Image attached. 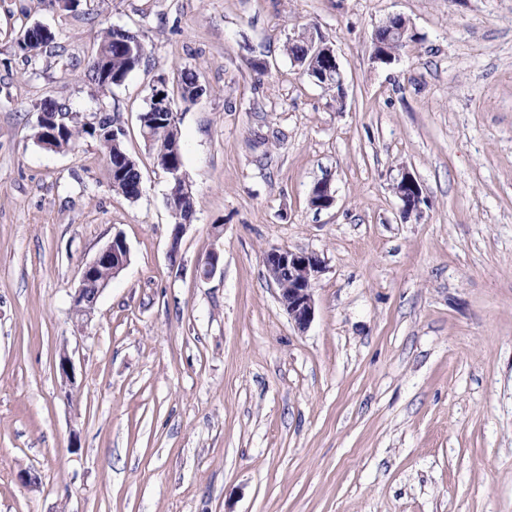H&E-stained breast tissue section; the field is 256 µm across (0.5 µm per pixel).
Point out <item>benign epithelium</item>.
Masks as SVG:
<instances>
[{"instance_id": "benign-epithelium-1", "label": "benign epithelium", "mask_w": 512, "mask_h": 512, "mask_svg": "<svg viewBox=\"0 0 512 512\" xmlns=\"http://www.w3.org/2000/svg\"><path fill=\"white\" fill-rule=\"evenodd\" d=\"M382 25L390 28L394 41L387 44L374 42L373 58L378 62L390 64L400 57L403 45L414 39L412 27L405 18L396 15L386 18ZM313 44L314 56L318 58V69L312 71L301 67L303 75L313 79V82L323 79L336 80L339 86L338 94H344L343 73L332 43L325 38L315 35L313 32L305 33ZM150 109L139 115L141 131L145 139H150L158 126L168 121L177 119L174 112V98L170 95L166 79H161L153 86L149 98ZM65 116L55 114L51 117L39 114L38 137L42 138V145L55 141L58 130L63 128ZM394 193L402 202V210L410 215L420 210L422 192L417 180L405 173L394 185ZM312 207L325 209L334 202L330 187L326 183L315 186L310 197ZM192 224V219L175 227L170 242L169 258L177 261L179 244L187 227ZM129 251L124 238L116 235L109 241L96 256L87 262L81 270L78 288L75 289L71 299V309L76 319L87 322L92 318L96 304L103 290L109 285V281L97 280V271L103 266H112V276H117L127 265ZM265 269L269 279L278 287L279 301L288 315L289 320L299 330L306 329L314 319L315 301L314 289L317 280L324 269V260L313 252H293L287 248H271L263 258ZM288 284H283V280Z\"/></svg>"}]
</instances>
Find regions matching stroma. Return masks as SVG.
<instances>
[{
    "label": "stroma",
    "instance_id": "stroma-1",
    "mask_svg": "<svg viewBox=\"0 0 512 512\" xmlns=\"http://www.w3.org/2000/svg\"><path fill=\"white\" fill-rule=\"evenodd\" d=\"M392 14L415 38L378 63ZM32 23L55 39L29 61ZM110 26L146 58L96 91L84 62ZM307 29L344 99L289 57ZM186 72L207 92L177 109L196 214L172 263L139 115ZM47 99L114 117L137 200L95 140L36 144ZM117 234L129 262L75 323L80 270ZM273 247L325 262L306 330ZM0 512H512V0H0ZM300 35H305L312 41L313 48H315L313 55L317 57L319 61L318 69L315 72L311 69H307L306 66L300 67L297 62L306 61L312 56V45L305 39L288 43V54L297 61L295 64L298 65L301 74L307 75L309 78L313 79L312 81L316 84H325L328 89L339 86V91L336 89L337 93L343 97V73L333 44L328 42L321 35L316 37L314 32H304ZM318 78L324 81L335 79L336 83L334 80L322 84L318 82ZM393 189L396 196L402 202V210L405 215H410L420 210L422 192L417 180L409 172L402 175Z\"/></svg>",
    "mask_w": 512,
    "mask_h": 512
}]
</instances>
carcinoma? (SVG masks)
<instances>
[{"label":"carcinoma","mask_w":512,"mask_h":512,"mask_svg":"<svg viewBox=\"0 0 512 512\" xmlns=\"http://www.w3.org/2000/svg\"><path fill=\"white\" fill-rule=\"evenodd\" d=\"M123 37L114 27L106 28L96 50L87 59L85 76L92 85L102 91L122 85L145 59L146 47L140 35L133 31L124 37L129 41L127 45L121 41ZM53 39L54 34L42 25L26 24L18 31L15 44L27 57L32 58L37 56ZM287 51L295 61L302 62L312 56L313 48L309 41L300 39L289 43ZM199 87L201 84L196 75L184 74L180 86L181 101L186 105L196 103ZM112 128V117L105 113L92 124L71 120L67 122L64 143L57 142L55 146L73 149L82 138L94 139L99 143L104 154L109 179L112 181V190L133 200L139 197L136 187L141 184V173L138 167L128 164L130 156L124 148L121 132L114 133ZM176 143H181L179 126L163 128L155 132L153 141L149 143V148L157 166H162L169 157L173 156L172 147ZM167 207L174 221L183 219L195 211L193 193L170 197Z\"/></svg>","instance_id":"carcinoma-1"}]
</instances>
